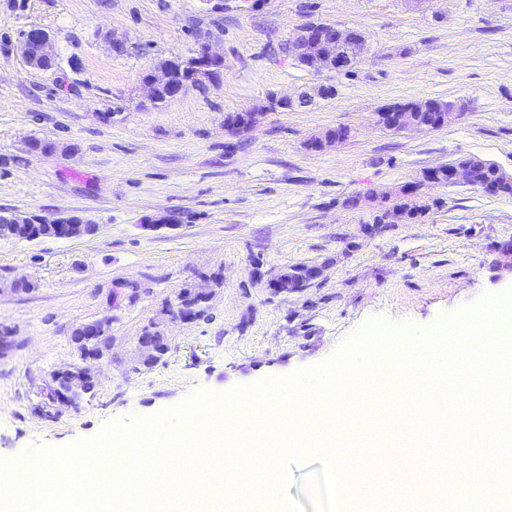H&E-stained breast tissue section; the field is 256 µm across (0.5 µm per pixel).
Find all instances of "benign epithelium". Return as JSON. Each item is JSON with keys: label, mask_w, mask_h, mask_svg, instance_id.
Listing matches in <instances>:
<instances>
[{"label": "benign epithelium", "mask_w": 512, "mask_h": 512, "mask_svg": "<svg viewBox=\"0 0 512 512\" xmlns=\"http://www.w3.org/2000/svg\"><path fill=\"white\" fill-rule=\"evenodd\" d=\"M347 41L338 25L332 23H308L301 27L297 38L292 42L289 56L301 66L310 70H318V60L328 58L332 60L331 69L344 71L349 69L356 56L362 50L351 53L343 48ZM21 43L26 62L40 70H51L56 65V56L49 34L34 28L22 33ZM175 64L164 63L154 68L145 77V84L149 89L151 99H156L158 91H167V98L174 100L183 95L187 88V81H176L173 75ZM192 67L198 76L208 79L220 77L224 71V58L214 53L211 48L203 44L196 56L192 58ZM331 95V87L324 84L315 85L298 95L297 99L281 98L277 105L288 109L299 104L305 107L315 98H326ZM459 113L455 112L453 104L445 106V111L436 113L434 122L425 123L415 118V115L405 112H392L387 109L378 113V122L394 131H429L440 128L457 119ZM447 182L450 186H470L475 182V169L470 163H457L448 168ZM437 171L434 169L424 172L422 179L412 181L399 187V193L405 197L415 198L422 195V190L428 185L438 184ZM96 226L91 222L76 216H62L51 221H41L35 216H22L17 214H0V237L12 238L19 241H34L38 239H72L92 235ZM321 275V268L309 266L304 273L296 278L290 274L282 273L267 281L269 288L280 294L293 291L298 280L311 282ZM81 343L84 345L83 360L100 359L99 344H109L106 326L100 321L85 324L79 331ZM68 382L59 385L52 381L48 387L47 398L68 406H75L81 399V380L92 377L91 371L81 367L75 372H64Z\"/></svg>", "instance_id": "benign-epithelium-1"}]
</instances>
